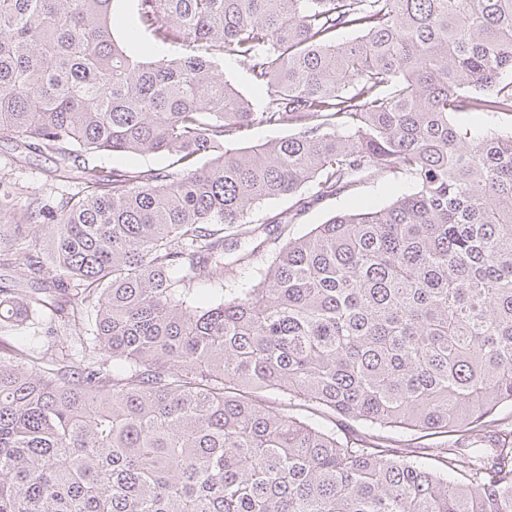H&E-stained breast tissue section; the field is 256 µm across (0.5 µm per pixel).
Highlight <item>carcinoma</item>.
I'll return each mask as SVG.
<instances>
[{
  "label": "carcinoma",
  "mask_w": 512,
  "mask_h": 512,
  "mask_svg": "<svg viewBox=\"0 0 512 512\" xmlns=\"http://www.w3.org/2000/svg\"><path fill=\"white\" fill-rule=\"evenodd\" d=\"M113 3L0 0V140L60 191L0 173V265L36 284L0 327L81 347L0 350V512H512V130L457 121L512 112V0H137L182 50L156 59ZM262 124L290 133L242 146ZM117 152L176 169L102 173ZM376 175L414 190L258 258L257 206L294 224ZM331 415L447 441L430 464ZM224 78L231 83L242 95L248 98L256 109H261L265 102V91L259 89L251 80L250 74L240 64L236 56L224 52ZM26 163L19 169L12 171L13 177L26 183L36 191L49 193V186H46L45 170L53 166L48 156L40 153L27 154Z\"/></svg>",
  "instance_id": "cac0c4a2"
}]
</instances>
